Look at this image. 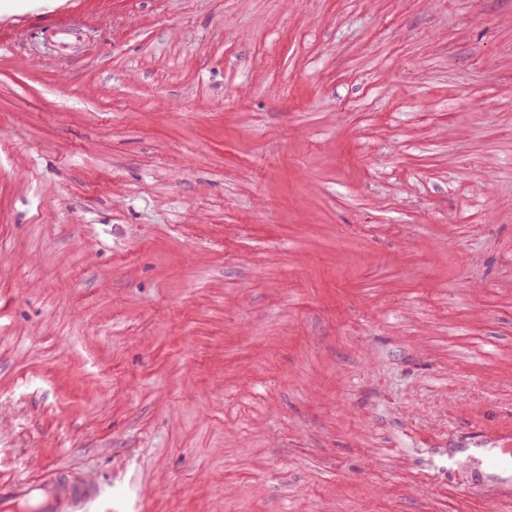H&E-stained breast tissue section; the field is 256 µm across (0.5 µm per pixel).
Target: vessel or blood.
I'll use <instances>...</instances> for the list:
<instances>
[{
	"label": "vessel or blood",
	"instance_id": "b4317fda",
	"mask_svg": "<svg viewBox=\"0 0 512 512\" xmlns=\"http://www.w3.org/2000/svg\"><path fill=\"white\" fill-rule=\"evenodd\" d=\"M100 498L94 482L68 468L0 482V512H15L16 505L31 502L40 512H96Z\"/></svg>",
	"mask_w": 512,
	"mask_h": 512
}]
</instances>
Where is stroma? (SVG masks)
Here are the masks:
<instances>
[{
    "instance_id": "obj_1",
    "label": "stroma",
    "mask_w": 512,
    "mask_h": 512,
    "mask_svg": "<svg viewBox=\"0 0 512 512\" xmlns=\"http://www.w3.org/2000/svg\"><path fill=\"white\" fill-rule=\"evenodd\" d=\"M512 0L0 20V480L105 512H512ZM100 498L94 482L68 468L56 467L39 477L0 482V506L6 512L31 502L39 505L40 512H102L96 511Z\"/></svg>"
}]
</instances>
